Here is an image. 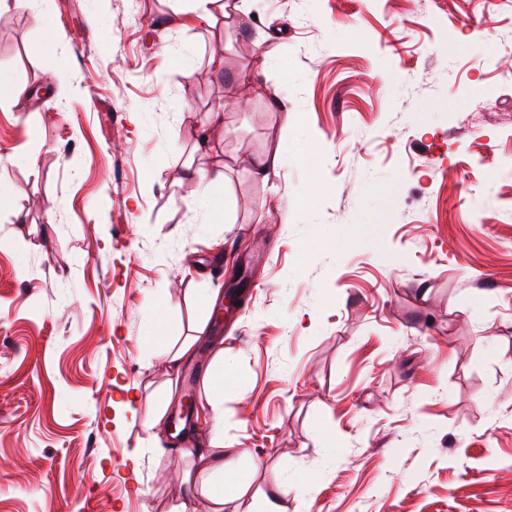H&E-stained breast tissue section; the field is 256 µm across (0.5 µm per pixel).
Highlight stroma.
I'll use <instances>...</instances> for the list:
<instances>
[{
	"label": "stroma",
	"mask_w": 512,
	"mask_h": 512,
	"mask_svg": "<svg viewBox=\"0 0 512 512\" xmlns=\"http://www.w3.org/2000/svg\"><path fill=\"white\" fill-rule=\"evenodd\" d=\"M223 28L191 0L0 7V512H206L146 427L185 376L195 442L240 451L224 512H512V0H252ZM220 159L209 224L186 173ZM187 340L173 372L156 344Z\"/></svg>",
	"instance_id": "obj_1"
}]
</instances>
